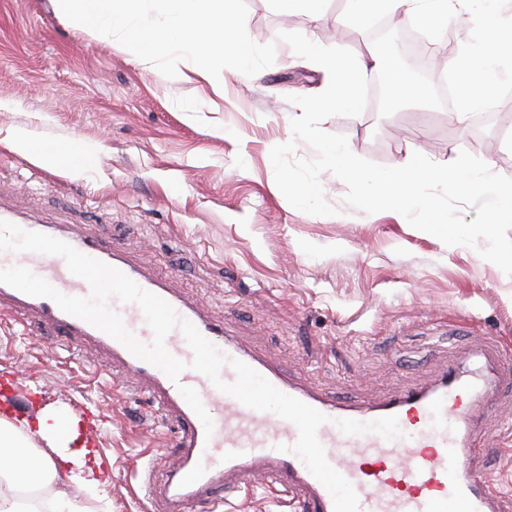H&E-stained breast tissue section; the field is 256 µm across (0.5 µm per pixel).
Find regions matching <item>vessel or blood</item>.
<instances>
[{
    "instance_id": "b4317fda",
    "label": "vessel or blood",
    "mask_w": 512,
    "mask_h": 512,
    "mask_svg": "<svg viewBox=\"0 0 512 512\" xmlns=\"http://www.w3.org/2000/svg\"><path fill=\"white\" fill-rule=\"evenodd\" d=\"M0 221L67 242L81 253L117 268L140 287L169 303L178 316L228 357L239 360L281 392L327 416L318 430L329 463L353 486L359 512H512L486 468L477 464L482 425L500 393L512 394V371L502 367L507 352L496 343L474 350L466 360L449 362L433 382L393 393L377 403H352L323 394L313 384L283 374L264 358L242 348L223 323L211 319L197 302L176 294L167 283L123 255L116 243L44 224L0 207ZM23 266L70 296L86 297L90 287L56 255L0 252V269ZM126 328L140 341L152 340L144 314L135 304L110 298ZM0 313L99 350L121 369L119 384L134 383L147 393L158 415L177 426L179 462L160 495L169 512H191L214 504L218 494L268 481L276 494L295 499L302 512H333L327 489L289 448L297 427L271 412L250 409L219 391L191 369L171 381L161 370L134 356L122 343L86 321L62 311L51 299L32 297L0 284ZM194 388L214 424L213 433L181 395ZM396 416L401 437L376 433L346 435L340 419L371 422Z\"/></svg>"
}]
</instances>
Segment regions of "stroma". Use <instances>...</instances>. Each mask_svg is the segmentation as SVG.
Returning a JSON list of instances; mask_svg holds the SVG:
<instances>
[{"label": "stroma", "mask_w": 512, "mask_h": 512, "mask_svg": "<svg viewBox=\"0 0 512 512\" xmlns=\"http://www.w3.org/2000/svg\"><path fill=\"white\" fill-rule=\"evenodd\" d=\"M246 2L247 33L275 43V62L253 77L223 70L219 95L187 62L169 79L116 40L89 38L52 0H0V203L120 243L245 349L332 397L378 402L432 381L472 345L494 339L512 349V276L476 250L445 245L396 212L351 207L346 184L328 172L321 183L335 215L287 202L270 151L292 138L301 110L290 96L319 93L326 75L278 33L353 51L370 80L376 52L368 33L332 37L347 0L290 15L273 0ZM322 127L381 165L415 152L448 163L464 149L512 178V124L491 112L460 123L447 108L414 106ZM20 131L92 151L88 178L31 162L11 146ZM50 341L0 315V395L24 407L37 390L43 402L66 404L112 477V512H153L129 476L148 469L165 481L179 457L175 425L145 396L95 377V353H53ZM479 457L512 473L511 396L489 411Z\"/></svg>", "instance_id": "stroma-1"}]
</instances>
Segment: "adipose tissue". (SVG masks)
<instances>
[{"instance_id": "1", "label": "adipose tissue", "mask_w": 512, "mask_h": 512, "mask_svg": "<svg viewBox=\"0 0 512 512\" xmlns=\"http://www.w3.org/2000/svg\"><path fill=\"white\" fill-rule=\"evenodd\" d=\"M353 12L365 18L374 5L396 12L413 5L417 18L430 29L448 23V0H351ZM13 145L33 162L67 176L89 170L88 151L75 152L41 145L19 133ZM93 443L82 434L78 420L63 406L43 405L18 413L0 409V512H84L83 501L98 512H110V477L96 474ZM53 486L41 507L20 501L18 490Z\"/></svg>"}]
</instances>
